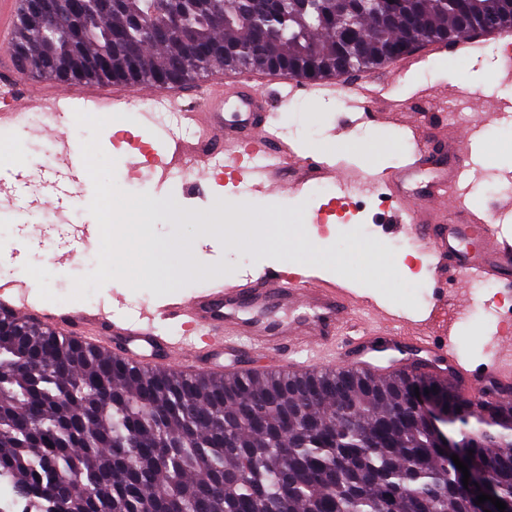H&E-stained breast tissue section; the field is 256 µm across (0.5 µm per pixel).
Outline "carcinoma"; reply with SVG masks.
<instances>
[{
  "instance_id": "obj_1",
  "label": "carcinoma",
  "mask_w": 512,
  "mask_h": 512,
  "mask_svg": "<svg viewBox=\"0 0 512 512\" xmlns=\"http://www.w3.org/2000/svg\"><path fill=\"white\" fill-rule=\"evenodd\" d=\"M239 0H163L190 18L158 40L146 0H120L82 20L60 10L30 16L18 37L31 55L52 61L64 81L133 86L187 82L218 66L291 73L308 81L381 63L388 47L405 55L435 41L470 35L480 14L512 29V0H480L476 12L455 0H402L386 21L356 14L369 36L359 57L342 37L336 0L301 13L293 0H256L253 17L233 28L193 21L236 15ZM121 37L110 36L111 29ZM212 45L202 57L195 48ZM110 60L111 75L91 67ZM0 330V483L40 512H473L471 495L445 472L444 450L420 411L429 395L453 415L477 414L463 450L495 480L512 512V404L493 413L462 400L451 384L426 376L341 369L220 376L179 374L123 361L98 347L12 320Z\"/></svg>"
}]
</instances>
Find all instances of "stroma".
I'll return each instance as SVG.
<instances>
[{
	"mask_svg": "<svg viewBox=\"0 0 512 512\" xmlns=\"http://www.w3.org/2000/svg\"><path fill=\"white\" fill-rule=\"evenodd\" d=\"M497 34L486 33L473 39L460 51L427 49L423 65L397 71L387 62L340 81L334 97L296 95L288 107L274 108L273 127L290 125L287 137L305 154L319 155L341 167H356L369 173L391 171L403 162L409 148L411 129L406 116L384 119L392 101L411 102L427 127L430 137L453 141L462 124L480 121L483 125L481 161L483 170L474 177L470 192L475 208L512 207V184L502 182L501 174L512 173V119L500 111L512 102V59L497 51ZM500 73L499 81H484L486 70ZM468 74L469 87L483 101L473 111L463 107L462 92L453 76ZM379 77L387 84L384 100L374 104L381 120L344 127L346 98L363 76ZM427 91L428 101L416 100ZM24 152L12 151L14 131L0 129V273L7 272L38 285L35 300L54 309H90L100 301L117 298V311L129 313L151 299L168 295H190L203 288L207 280L188 276L168 284L144 272L132 282L129 272L137 264L130 249H122L119 235L101 233L96 245L80 259L68 256V243L74 228L95 218V207L112 204L115 219H123L132 200L153 199L158 210L152 234L180 251L194 256L211 275L234 277L256 267L278 266L291 271L315 268L324 278L343 277L358 291L382 303L400 308L407 315L420 316L433 297L434 284L427 271V260L415 248L393 250L396 234L383 230L378 218L388 209L376 194L364 197L366 207L357 223L373 226L370 235L347 232L336 222L314 224L313 213L322 211L328 195L322 194L323 179L308 181L300 196L268 197L245 191L235 175L217 172L208 199L188 195L182 180H171L158 189L148 176V165L161 154L167 131L159 125H141L133 112L107 116L97 112H78L65 127L69 141L81 144L94 165L88 171L82 196H75L66 174L56 160L43 159L40 150L57 152L59 145L44 124L27 121ZM236 207L239 235L229 237L214 231L221 215L217 203ZM298 225L300 243L283 245L278 237L284 225ZM261 226L272 241L267 246L251 242L250 230ZM336 254L335 265L320 264L316 251ZM113 265H106L107 256ZM387 261L382 280H374L375 259ZM468 309L458 315L457 345L462 357L479 364L488 355L491 338L500 319L495 304L501 295L496 287L470 291Z\"/></svg>",
	"mask_w": 512,
	"mask_h": 512,
	"instance_id": "obj_1",
	"label": "stroma"
}]
</instances>
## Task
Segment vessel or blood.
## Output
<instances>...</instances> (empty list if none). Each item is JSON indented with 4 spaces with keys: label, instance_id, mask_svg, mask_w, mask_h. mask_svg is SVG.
<instances>
[{
    "label": "vessel or blood",
    "instance_id": "b4317fda",
    "mask_svg": "<svg viewBox=\"0 0 512 512\" xmlns=\"http://www.w3.org/2000/svg\"><path fill=\"white\" fill-rule=\"evenodd\" d=\"M18 14L17 0H0V40L8 41ZM0 126L14 122L23 107L49 108L55 121L81 102L84 110L104 112L131 101L136 91L127 87L103 88L84 84L35 96L17 72H0ZM303 81L276 77L257 91L249 80L215 77L202 104L185 109L183 116L197 129V138H170L165 156L155 159L152 172L165 182L174 172L188 180L193 195L207 196L216 160L235 167L240 180L272 195L285 189L283 172L299 169L315 177L329 178L337 186L370 188L367 176L336 171L311 156H302L271 132L270 109L287 104ZM384 86L376 78L359 82L349 98L352 108L369 110L381 98ZM232 109L236 121L224 120ZM415 148L406 162L385 181L397 203L389 225H406L419 248L433 259L436 283L433 306L425 319L412 322L393 308L359 296L344 282L312 275L291 279L273 267L245 271L232 280L181 299H169L140 308L135 317L112 312L107 304L96 311L79 309L32 311L30 284L10 281L0 284V309L38 319L57 333L85 344L109 349L116 357L154 367L167 364L173 370L209 368L239 369L238 351H256L277 359L282 370L314 371L323 361L321 352L339 348L352 369L371 372H423L452 382L460 397L494 405L512 399V336L497 335L487 363L472 366L458 354L454 322L449 309L464 311L473 281L491 280L512 288V229L506 228L505 211H480L468 203L469 180L479 167V124L459 133L460 146L452 147L454 161L425 187L417 199L406 196L403 185L432 164L436 144L420 125H413ZM252 146L264 153L263 166L242 165L239 151ZM60 163L73 185H82L87 155L74 143L61 141ZM181 323L191 328L188 336L160 333L161 322ZM393 352L382 360V352Z\"/></svg>",
    "mask_w": 512,
    "mask_h": 512
}]
</instances>
